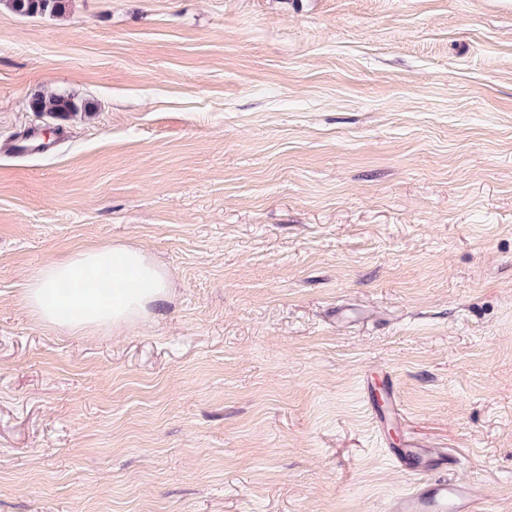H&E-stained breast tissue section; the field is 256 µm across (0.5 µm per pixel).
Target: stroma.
<instances>
[{
    "label": "stroma",
    "mask_w": 512,
    "mask_h": 512,
    "mask_svg": "<svg viewBox=\"0 0 512 512\" xmlns=\"http://www.w3.org/2000/svg\"><path fill=\"white\" fill-rule=\"evenodd\" d=\"M91 245L167 298L37 321ZM409 439L512 512V0H0V512H385ZM7 7L20 16L35 14H60L63 11V0H3ZM32 108L35 112L48 114L55 118H68L77 112L86 111V103L79 102L72 95L56 93L49 96L37 94L32 98ZM99 275L105 288H84L81 278ZM71 284L67 299L54 302L62 284ZM166 272L146 255L128 247H96L73 252L28 278L25 302L40 322L67 331L104 328L133 321L145 307L169 292ZM110 294L107 301L104 295ZM379 387L382 390V403L376 398V390L373 385L364 379L365 402L372 421L378 430L382 429L387 421L394 420L398 423L403 419V412L397 401V394L394 392L392 381L384 378Z\"/></svg>",
    "instance_id": "stroma-1"
}]
</instances>
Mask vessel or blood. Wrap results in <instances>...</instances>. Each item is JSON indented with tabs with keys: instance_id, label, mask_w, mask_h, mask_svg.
Masks as SVG:
<instances>
[{
	"instance_id": "obj_1",
	"label": "vessel or blood",
	"mask_w": 512,
	"mask_h": 512,
	"mask_svg": "<svg viewBox=\"0 0 512 512\" xmlns=\"http://www.w3.org/2000/svg\"><path fill=\"white\" fill-rule=\"evenodd\" d=\"M363 390L376 427L402 420L403 412L390 379H383L377 387L364 383ZM391 455L401 468L420 474L421 479L412 491L393 498L388 512H477L482 503L479 489L471 481L448 478L453 457L447 451L413 443L393 449Z\"/></svg>"
}]
</instances>
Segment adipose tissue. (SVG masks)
I'll return each mask as SVG.
<instances>
[{
	"mask_svg": "<svg viewBox=\"0 0 512 512\" xmlns=\"http://www.w3.org/2000/svg\"><path fill=\"white\" fill-rule=\"evenodd\" d=\"M67 299L56 301L62 284ZM166 272L137 249L96 247L73 252L45 266L25 284V302L40 322L67 331L104 328L133 321L167 295Z\"/></svg>",
	"mask_w": 512,
	"mask_h": 512,
	"instance_id": "obj_1",
	"label": "adipose tissue"
}]
</instances>
